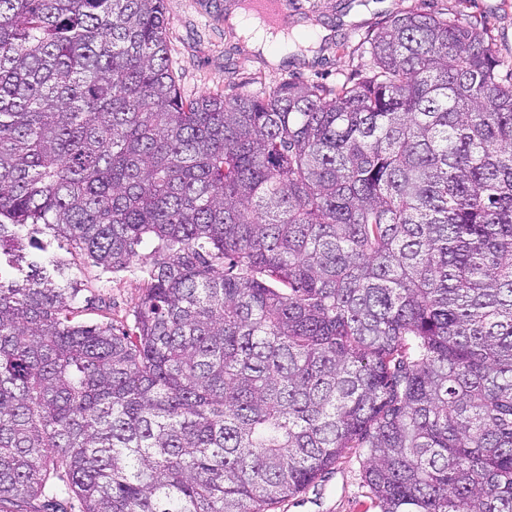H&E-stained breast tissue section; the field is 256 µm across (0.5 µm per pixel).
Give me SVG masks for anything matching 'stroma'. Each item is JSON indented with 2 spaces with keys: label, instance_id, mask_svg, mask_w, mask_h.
I'll return each instance as SVG.
<instances>
[{
  "label": "stroma",
  "instance_id": "35a3bbf8",
  "mask_svg": "<svg viewBox=\"0 0 512 512\" xmlns=\"http://www.w3.org/2000/svg\"><path fill=\"white\" fill-rule=\"evenodd\" d=\"M425 12L483 24L493 47L512 67V0H288L282 14L289 27L328 30L313 58L288 52L279 65L267 64L232 24L242 0H165L170 59L181 94L189 99L216 92L258 94L288 79L343 84L370 63L366 38L398 13ZM79 288L80 321L132 326L145 282L138 268L112 274L79 258L68 271ZM364 455L351 449L332 469L273 512H378L363 478Z\"/></svg>",
  "mask_w": 512,
  "mask_h": 512
}]
</instances>
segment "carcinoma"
I'll return each mask as SVG.
<instances>
[{"instance_id": "cac0c4a2", "label": "carcinoma", "mask_w": 512, "mask_h": 512, "mask_svg": "<svg viewBox=\"0 0 512 512\" xmlns=\"http://www.w3.org/2000/svg\"><path fill=\"white\" fill-rule=\"evenodd\" d=\"M164 0H0V262L142 265L131 329L0 276V512H512V70L420 9L367 75L184 98ZM153 245L142 255L138 247ZM364 455L352 448L332 469L297 496L280 502L272 512H378L363 478Z\"/></svg>"}]
</instances>
